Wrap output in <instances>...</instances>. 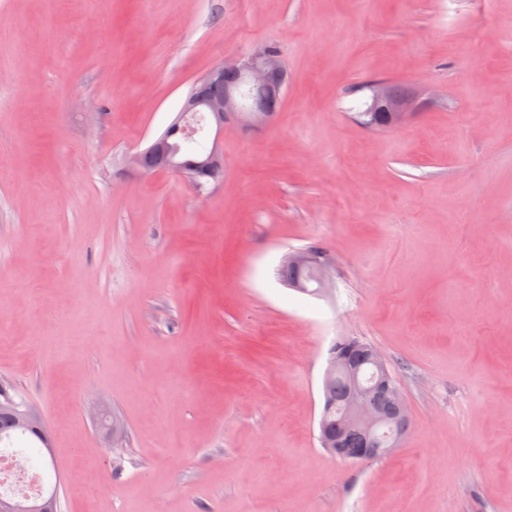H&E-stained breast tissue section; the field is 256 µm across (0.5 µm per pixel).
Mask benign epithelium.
<instances>
[{
  "mask_svg": "<svg viewBox=\"0 0 512 512\" xmlns=\"http://www.w3.org/2000/svg\"><path fill=\"white\" fill-rule=\"evenodd\" d=\"M282 72L283 63L279 55L262 46L255 47L246 57L224 60L215 65L200 79V83H222L225 74L234 73L241 79L242 85L224 87V96L218 98L202 99L194 92L186 97L181 111L171 125L177 126L184 123L191 111L204 112L216 126L215 137L208 151L197 156V161L192 167H185L172 161L170 171L190 181L197 190H202L204 180L200 179L199 175L210 174L223 165L221 141L224 138V129L228 127L259 128L270 118V114L262 108L245 107L243 93L251 87H258L265 89L272 97L280 96ZM406 106V102L393 97L389 85L385 83L373 85L371 111L387 113V127L397 128L406 121L408 116L405 112ZM289 260L300 266H309L316 271L320 292L324 293L330 288L329 265L324 263L320 256L311 251H304L291 255ZM372 361L377 369V377L371 386L365 383L358 369L351 366L341 354L339 343L333 348L326 369L328 374L342 371L349 378L350 392L344 404L343 421L346 426L357 428L365 434V439L369 442V449L364 456L366 460L392 453L400 444L403 435L401 429L391 434L387 433L388 421L373 409L369 402L370 391L377 390L391 394L397 402L392 420L400 426L408 420L407 408L399 388L393 383L385 360L376 350L372 352ZM17 417L22 426L40 434L44 446L51 445L49 432L35 408L22 404L17 409ZM100 421L105 429V447L109 448L112 454H118L120 448L125 445V436L112 429L110 412L105 407L101 409ZM52 508L53 500L48 497L38 500L18 498L0 500V512H48Z\"/></svg>",
  "mask_w": 512,
  "mask_h": 512,
  "instance_id": "obj_1",
  "label": "benign epithelium"
}]
</instances>
